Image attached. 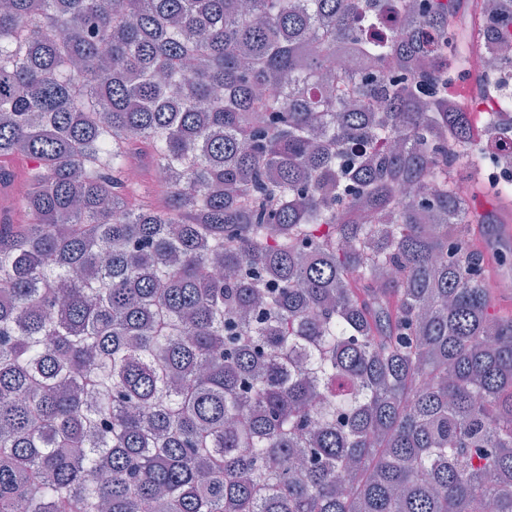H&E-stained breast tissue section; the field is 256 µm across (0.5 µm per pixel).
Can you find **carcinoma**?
Masks as SVG:
<instances>
[{"mask_svg":"<svg viewBox=\"0 0 512 512\" xmlns=\"http://www.w3.org/2000/svg\"><path fill=\"white\" fill-rule=\"evenodd\" d=\"M462 2L7 0L0 512H512Z\"/></svg>","mask_w":512,"mask_h":512,"instance_id":"obj_1","label":"carcinoma"}]
</instances>
